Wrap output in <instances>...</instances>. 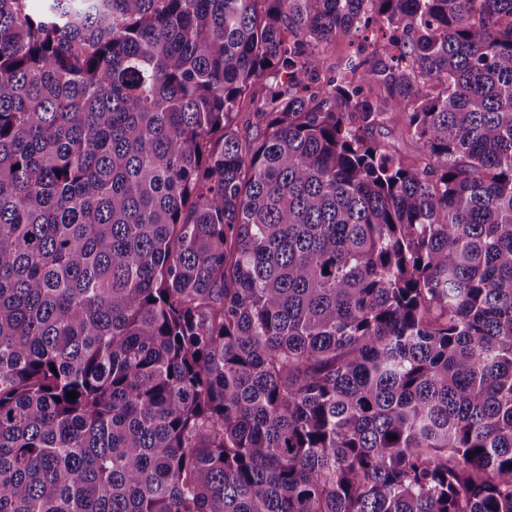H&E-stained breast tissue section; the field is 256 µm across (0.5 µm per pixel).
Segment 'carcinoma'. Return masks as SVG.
I'll list each match as a JSON object with an SVG mask.
<instances>
[{"mask_svg":"<svg viewBox=\"0 0 512 512\" xmlns=\"http://www.w3.org/2000/svg\"><path fill=\"white\" fill-rule=\"evenodd\" d=\"M0 512H512V0H0Z\"/></svg>","mask_w":512,"mask_h":512,"instance_id":"cac0c4a2","label":"carcinoma"}]
</instances>
